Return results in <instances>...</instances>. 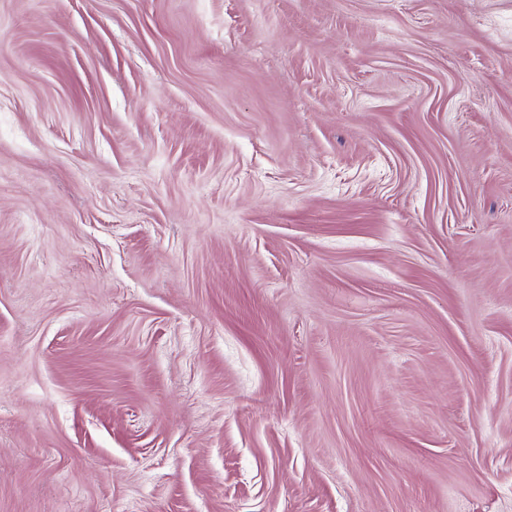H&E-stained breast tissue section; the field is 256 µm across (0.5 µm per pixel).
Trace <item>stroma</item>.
<instances>
[{
    "label": "stroma",
    "instance_id": "35a3bbf8",
    "mask_svg": "<svg viewBox=\"0 0 512 512\" xmlns=\"http://www.w3.org/2000/svg\"><path fill=\"white\" fill-rule=\"evenodd\" d=\"M0 512H512V0H0Z\"/></svg>",
    "mask_w": 512,
    "mask_h": 512
}]
</instances>
